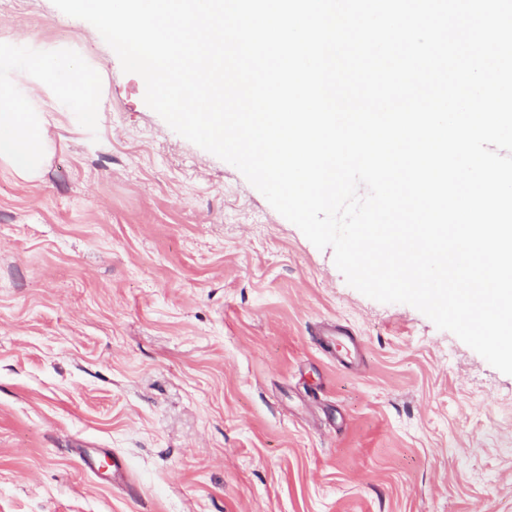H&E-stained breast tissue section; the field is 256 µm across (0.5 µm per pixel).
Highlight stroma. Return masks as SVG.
Returning <instances> with one entry per match:
<instances>
[{
  "label": "stroma",
  "instance_id": "35a3bbf8",
  "mask_svg": "<svg viewBox=\"0 0 512 512\" xmlns=\"http://www.w3.org/2000/svg\"><path fill=\"white\" fill-rule=\"evenodd\" d=\"M1 43L101 110L45 86L40 173L0 160V512H512V375L351 287L90 23L8 0ZM318 336H326L335 345L336 361L343 365L349 366L352 364L350 360L351 349L347 341L343 339H335L334 336H345L352 342L350 332L345 328H336V325L329 326L325 331Z\"/></svg>",
  "mask_w": 512,
  "mask_h": 512
}]
</instances>
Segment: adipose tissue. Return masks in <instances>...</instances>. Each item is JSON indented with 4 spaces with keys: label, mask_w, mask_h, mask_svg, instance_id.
Here are the masks:
<instances>
[{
    "label": "adipose tissue",
    "mask_w": 512,
    "mask_h": 512,
    "mask_svg": "<svg viewBox=\"0 0 512 512\" xmlns=\"http://www.w3.org/2000/svg\"><path fill=\"white\" fill-rule=\"evenodd\" d=\"M12 72L16 82L0 83V159L20 174L36 175L46 155L42 121L25 96L26 85L49 84L75 103L85 119L95 120L98 107L88 74L63 57L16 55L0 49V72Z\"/></svg>",
    "instance_id": "obj_1"
}]
</instances>
